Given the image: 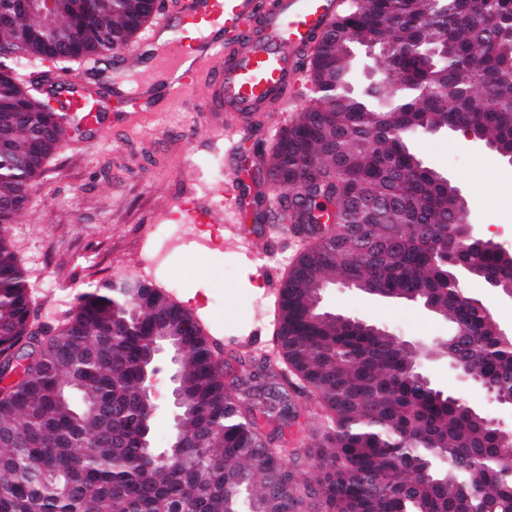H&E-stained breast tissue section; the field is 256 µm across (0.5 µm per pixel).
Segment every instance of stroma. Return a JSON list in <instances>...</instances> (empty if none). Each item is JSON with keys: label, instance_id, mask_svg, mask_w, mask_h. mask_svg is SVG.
Masks as SVG:
<instances>
[{"label": "stroma", "instance_id": "1", "mask_svg": "<svg viewBox=\"0 0 512 512\" xmlns=\"http://www.w3.org/2000/svg\"><path fill=\"white\" fill-rule=\"evenodd\" d=\"M201 96L195 90L174 101L159 99L149 120L132 130L113 124L107 113L100 131L67 137L39 179L28 208L8 232L33 285L38 322L62 321L89 287L124 278L144 280L197 308L219 358L243 376L248 368L240 364V354L258 363L271 353L274 307L264 297L278 288L301 242L283 224L265 225L262 233L252 235L257 251L268 256L267 274L260 278L225 247L224 239L234 230L250 235L254 197L275 196L270 184L252 177L257 169L254 150L271 143L309 97L295 96L279 115L235 136L230 182L240 215L237 229L224 223L182 226L181 236L209 235L212 243L186 254L179 242H172L167 262L158 264L153 260L155 234L175 210L183 186L215 203L217 188L228 182L212 171L213 163L224 157V131L197 112ZM414 146L425 163L461 190L471 224L480 231L491 228L496 242L512 244V181L500 176L505 162L485 172L489 151L453 132L422 136ZM326 301L336 312L406 338L449 333L447 323L407 302H374L338 285L328 290ZM431 377L440 389L463 396L470 406L497 410L484 388L461 384L446 365L433 364Z\"/></svg>", "mask_w": 512, "mask_h": 512}]
</instances>
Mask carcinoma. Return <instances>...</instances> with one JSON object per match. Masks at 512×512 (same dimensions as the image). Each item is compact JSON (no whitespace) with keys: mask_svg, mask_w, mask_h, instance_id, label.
I'll return each mask as SVG.
<instances>
[{"mask_svg":"<svg viewBox=\"0 0 512 512\" xmlns=\"http://www.w3.org/2000/svg\"><path fill=\"white\" fill-rule=\"evenodd\" d=\"M157 2L61 0L51 25L35 6L0 0L13 14L0 27V365L38 348L0 388V478H18L0 492V512H512V458H496L484 414L460 413L464 399L419 381L417 353L396 338L308 306L319 283L352 275L429 297L452 327L454 352L512 399V350L498 321L459 298L452 266L434 248L457 186L411 145L422 129H459L495 147L512 141V0H441L435 12L423 0H373L322 32L307 68L321 92L260 150L275 206L254 199L259 224H286L301 206L300 231L314 245L279 285L278 360L232 391L195 316L146 281L131 302L105 283L81 293L63 325L37 324L8 235L66 129V115L18 68L125 49ZM367 36L396 47L374 62L385 81L372 92L352 88L343 48ZM425 37L448 47L438 67L445 92L423 58L398 51ZM355 197L397 204L381 220L399 226L394 259L360 261L343 249ZM326 207L336 223H314ZM468 259L481 275L512 282V263L495 247ZM163 333L183 351L186 407L173 424L182 443L173 459L141 447L155 429L143 365ZM285 368L322 410L302 451L270 447L268 427L293 404Z\"/></svg>","mask_w":512,"mask_h":512,"instance_id":"obj_1","label":"carcinoma"}]
</instances>
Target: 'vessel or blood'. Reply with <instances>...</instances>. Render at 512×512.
<instances>
[{
	"label": "vessel or blood",
	"mask_w": 512,
	"mask_h": 512,
	"mask_svg": "<svg viewBox=\"0 0 512 512\" xmlns=\"http://www.w3.org/2000/svg\"><path fill=\"white\" fill-rule=\"evenodd\" d=\"M347 6V0H173L169 18L149 25L134 53L113 54L111 97L73 79L49 92L75 123L92 130L101 126L105 102L128 121L147 110L158 87L178 99L200 86V111L239 134L282 110L304 56ZM154 72L163 74L162 84L151 80ZM180 201L198 223H213L212 208L191 191Z\"/></svg>",
	"instance_id": "1"
}]
</instances>
